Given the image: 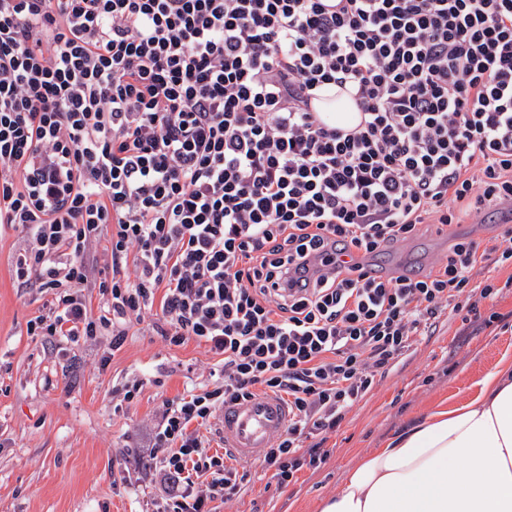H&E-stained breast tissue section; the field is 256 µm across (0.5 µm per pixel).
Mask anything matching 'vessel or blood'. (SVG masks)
<instances>
[{
  "label": "vessel or blood",
  "instance_id": "vessel-or-blood-1",
  "mask_svg": "<svg viewBox=\"0 0 512 512\" xmlns=\"http://www.w3.org/2000/svg\"><path fill=\"white\" fill-rule=\"evenodd\" d=\"M287 424L288 407L281 400L263 397L229 404L222 414L224 445L238 458L255 459Z\"/></svg>",
  "mask_w": 512,
  "mask_h": 512
}]
</instances>
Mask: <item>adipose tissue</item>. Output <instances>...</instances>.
<instances>
[{
  "label": "adipose tissue",
  "mask_w": 512,
  "mask_h": 512,
  "mask_svg": "<svg viewBox=\"0 0 512 512\" xmlns=\"http://www.w3.org/2000/svg\"><path fill=\"white\" fill-rule=\"evenodd\" d=\"M323 512H512V358L366 453Z\"/></svg>",
  "instance_id": "1"
}]
</instances>
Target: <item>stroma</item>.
Instances as JSON below:
<instances>
[{"instance_id": "1", "label": "stroma", "mask_w": 512, "mask_h": 512, "mask_svg": "<svg viewBox=\"0 0 512 512\" xmlns=\"http://www.w3.org/2000/svg\"><path fill=\"white\" fill-rule=\"evenodd\" d=\"M23 245L16 232L0 231V512H150L156 490L139 470L135 443L145 440L166 401L213 384L221 361L192 341L168 345L144 323L117 350L106 332L77 346L29 335L46 296L12 278ZM447 250L425 227L374 262L425 272ZM493 309L500 326L465 336L453 316L419 338L403 365L329 434L320 469L299 472L287 486L251 469L244 493L217 512H319L365 453L435 403L464 398L512 354V288ZM136 379L145 382L141 395L124 401L119 387Z\"/></svg>"}]
</instances>
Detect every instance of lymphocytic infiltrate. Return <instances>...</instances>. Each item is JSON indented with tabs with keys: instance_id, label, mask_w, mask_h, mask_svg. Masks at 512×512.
<instances>
[{
	"instance_id": "lymphocytic-infiltrate-1",
	"label": "lymphocytic infiltrate",
	"mask_w": 512,
	"mask_h": 512,
	"mask_svg": "<svg viewBox=\"0 0 512 512\" xmlns=\"http://www.w3.org/2000/svg\"><path fill=\"white\" fill-rule=\"evenodd\" d=\"M327 85L354 129L312 112ZM492 203L512 204V0H0V229L50 296L29 334L117 349L146 321L224 359L139 452L156 512L240 494L200 433L225 404L287 405L262 467L288 485L443 315L500 322L480 304L512 275L476 278L475 240L417 275L359 262Z\"/></svg>"
}]
</instances>
